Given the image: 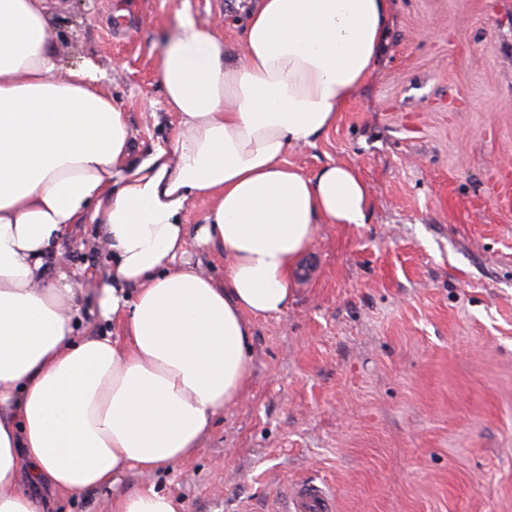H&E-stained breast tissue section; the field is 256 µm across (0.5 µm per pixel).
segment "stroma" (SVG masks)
Here are the masks:
<instances>
[{
    "instance_id": "1",
    "label": "stroma",
    "mask_w": 512,
    "mask_h": 512,
    "mask_svg": "<svg viewBox=\"0 0 512 512\" xmlns=\"http://www.w3.org/2000/svg\"><path fill=\"white\" fill-rule=\"evenodd\" d=\"M51 38L63 67L90 59L127 116L133 155L177 130L157 74L189 7L240 40L243 0H68ZM370 79L314 146L367 184L366 223L319 225L287 312L252 320L250 380L200 450L116 489L58 497L53 512H110L113 491L154 487L184 512H283L324 482L334 512H512V0H390ZM78 223L58 249L85 292L76 337L100 316L112 255Z\"/></svg>"
}]
</instances>
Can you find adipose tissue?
Returning <instances> with one entry per match:
<instances>
[{"mask_svg":"<svg viewBox=\"0 0 512 512\" xmlns=\"http://www.w3.org/2000/svg\"><path fill=\"white\" fill-rule=\"evenodd\" d=\"M389 15L390 0H255L237 45L183 15L158 62L176 136L137 159L105 70L61 66L48 0H0V512L174 466L239 400L251 317L287 311L318 225L367 220L354 168L285 157L371 76ZM83 219L112 254L115 338L73 335L81 288L54 247ZM193 243L223 251V280L186 260ZM112 512L180 504L138 488Z\"/></svg>","mask_w":512,"mask_h":512,"instance_id":"1","label":"adipose tissue"}]
</instances>
